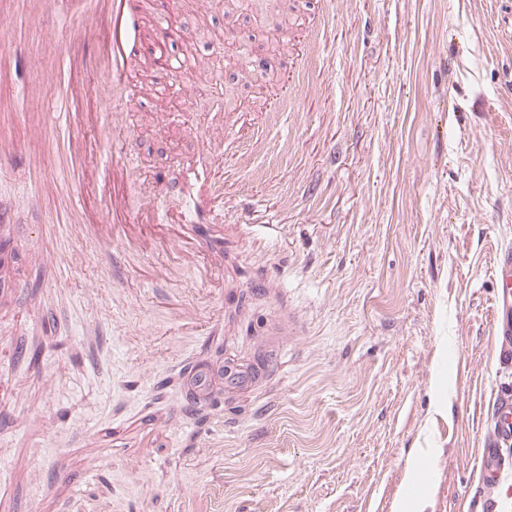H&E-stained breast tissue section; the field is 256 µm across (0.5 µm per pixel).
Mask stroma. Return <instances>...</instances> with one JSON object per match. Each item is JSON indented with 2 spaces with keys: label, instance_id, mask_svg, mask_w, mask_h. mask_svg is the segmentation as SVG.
I'll use <instances>...</instances> for the list:
<instances>
[{
  "label": "stroma",
  "instance_id": "35a3bbf8",
  "mask_svg": "<svg viewBox=\"0 0 512 512\" xmlns=\"http://www.w3.org/2000/svg\"><path fill=\"white\" fill-rule=\"evenodd\" d=\"M65 12L0 0V113L38 81L18 49L75 41ZM177 13L170 109L99 99L90 68L77 88L88 137L136 156L131 192L159 198L132 243L56 265L65 231L22 162L42 145L14 126L0 512H512V470L492 510L476 496L511 377L492 294L512 248V0ZM197 207L211 223L186 225ZM105 267L89 305L77 285ZM193 359L263 373L190 407Z\"/></svg>",
  "mask_w": 512,
  "mask_h": 512
}]
</instances>
